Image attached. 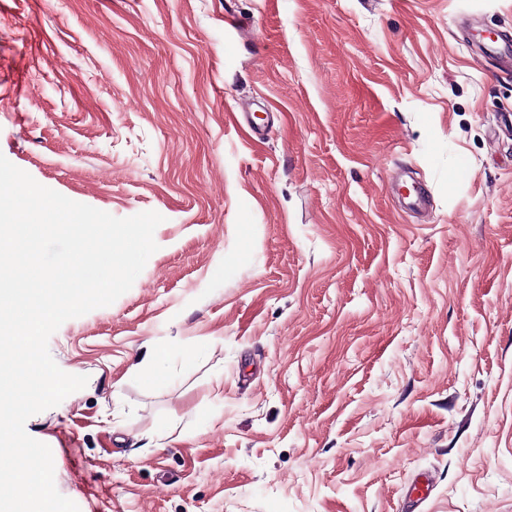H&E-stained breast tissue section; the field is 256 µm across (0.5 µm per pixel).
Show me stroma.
I'll return each mask as SVG.
<instances>
[{
    "instance_id": "1",
    "label": "stroma",
    "mask_w": 512,
    "mask_h": 512,
    "mask_svg": "<svg viewBox=\"0 0 512 512\" xmlns=\"http://www.w3.org/2000/svg\"><path fill=\"white\" fill-rule=\"evenodd\" d=\"M491 33L512 0H0V154L163 217L48 342L88 383L25 429L79 512H411L419 471L424 512H512ZM243 104L282 120L254 141Z\"/></svg>"
}]
</instances>
